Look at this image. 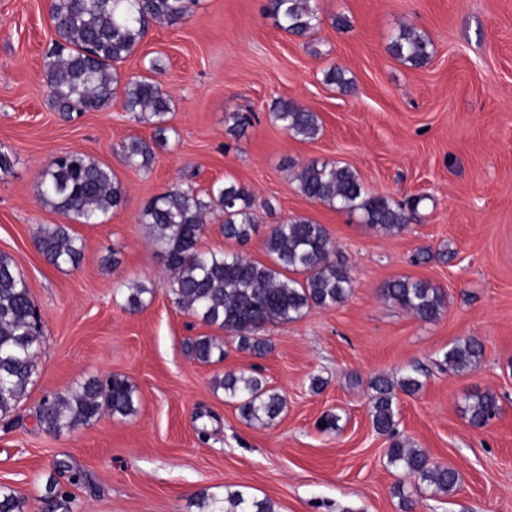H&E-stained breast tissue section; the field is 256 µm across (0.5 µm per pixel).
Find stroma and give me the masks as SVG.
<instances>
[{
    "label": "stroma",
    "instance_id": "obj_1",
    "mask_svg": "<svg viewBox=\"0 0 512 512\" xmlns=\"http://www.w3.org/2000/svg\"><path fill=\"white\" fill-rule=\"evenodd\" d=\"M267 0H195L183 22L149 26L121 78L147 74L171 99L167 141L153 123L109 108L63 117L51 105L44 55L54 36L48 0H0V149L15 155L0 177V253L26 281L42 322L37 370L17 410L0 420V486L25 496L31 512L48 476L69 485L72 512H199L200 494L240 490L275 512H512V0H318L309 37L280 30ZM351 26L339 29L336 15ZM413 26L433 42L428 64L395 59L388 46ZM341 68L350 90L327 84ZM315 112L320 131L302 140L270 116L274 99ZM250 116L229 134L233 113ZM151 143L150 168L127 163L123 146ZM76 151L112 169L126 203L97 224L68 222L40 200L52 158ZM311 161L353 168L363 184L398 202H416L407 229L389 236L358 213L303 196L293 179ZM233 179L253 195L258 231L244 245L226 239L222 212L206 218L199 246L268 262L273 225L305 217L324 225L336 259L351 273L348 299L268 326L261 357L225 336L218 364L191 359L187 339L214 329L172 301L166 259L140 214L177 186L211 192ZM68 224L82 239L78 267L50 264L38 228ZM429 282L447 296L426 322L386 300L397 278ZM150 289L138 312L130 286ZM484 346L479 365L439 371L458 341ZM426 369L415 394L394 401L397 432L432 460L459 472L447 497L412 494L389 465L387 437L370 417V381ZM252 374L286 400L270 425L243 421L215 377ZM119 374L136 387L135 414L103 413L56 436L38 422L45 396L92 377ZM325 382L321 391L312 378ZM495 393L500 413L473 427L468 393ZM339 417L335 431L317 420ZM70 465L56 468L57 461ZM84 483L70 485V471Z\"/></svg>",
    "mask_w": 512,
    "mask_h": 512
}]
</instances>
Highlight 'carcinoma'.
Listing matches in <instances>:
<instances>
[{
  "label": "carcinoma",
  "mask_w": 512,
  "mask_h": 512,
  "mask_svg": "<svg viewBox=\"0 0 512 512\" xmlns=\"http://www.w3.org/2000/svg\"><path fill=\"white\" fill-rule=\"evenodd\" d=\"M55 39L44 59L45 79L51 99L60 112L99 111L112 103L120 82L115 64L123 62L139 45L149 24L174 26L189 12L187 0H50ZM267 13L276 26L296 36H308L319 16L314 0H267ZM390 54L412 66L427 63L433 53L428 36L413 27L401 28L391 39ZM123 107L143 119H155V139L166 142L162 126L170 112V98L148 76L125 81ZM274 119L293 137L313 139L319 133L317 115L295 104L276 99ZM133 166L147 167L153 160L149 145L133 139L124 147ZM298 189L312 201L342 210L359 211L364 223L385 233L403 232L413 208H405L384 195L367 190L357 173L337 162H310L297 176ZM43 203L79 224H95L126 201L121 182L108 167L79 152L55 157L44 169ZM216 210L224 214V237L241 244L257 231L252 194L234 180L206 195L193 188H172L153 199L141 214L166 258L172 280L173 303L208 325L238 339V347L262 355L271 349L259 331L268 324L291 322L313 307L331 308L347 300L352 278L345 265L333 258L334 246L327 229L297 217L274 225L265 239L273 264L251 260L238 253L204 251L198 243L204 217ZM35 242L40 253L55 266L76 267L84 244L68 226L38 229ZM148 289L128 288L126 306L141 309ZM385 299L423 321L438 319L446 308L445 293L426 281L398 278L383 288ZM42 336L37 309L25 280L12 259L0 255V419L10 416L33 383ZM190 354L202 363L224 361V340L198 336L189 341ZM483 356L482 343L467 337L444 353L441 369L462 375L473 370ZM421 370L413 367L398 381L376 377L370 415L374 430L392 439L389 463L417 479V490L449 495L459 483L458 472L437 463L419 448L398 440L394 399L396 391L413 394L422 387ZM225 397L237 404L249 423L270 424L284 409L282 396L254 375L227 373L214 379ZM472 426L480 428L497 417L499 401L491 392L467 397ZM136 387L121 375L93 377L65 394L43 399L38 422L61 436L91 423L108 411L128 417L136 412ZM72 496L55 477L43 485L41 512H69ZM200 512H274L273 504L241 491L218 501L202 493ZM0 512H27V500L13 489L0 487Z\"/></svg>",
  "instance_id": "1"
}]
</instances>
